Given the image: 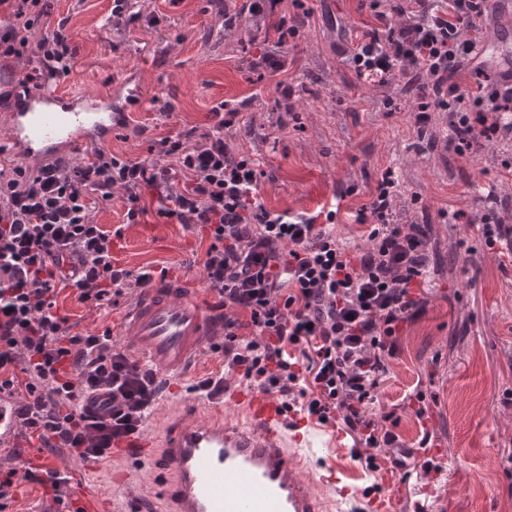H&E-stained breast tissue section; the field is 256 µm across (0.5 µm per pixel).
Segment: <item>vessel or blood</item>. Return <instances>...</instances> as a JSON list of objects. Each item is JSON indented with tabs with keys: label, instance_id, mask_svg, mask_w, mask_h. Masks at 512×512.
Returning <instances> with one entry per match:
<instances>
[{
	"label": "vessel or blood",
	"instance_id": "obj_1",
	"mask_svg": "<svg viewBox=\"0 0 512 512\" xmlns=\"http://www.w3.org/2000/svg\"><path fill=\"white\" fill-rule=\"evenodd\" d=\"M478 59L512 72V30L504 28L480 47ZM135 103L122 88L109 95L46 89L13 98L5 146L26 158L68 155L82 144H108ZM126 351L160 375L180 380L194 360L222 335L201 293L153 280L122 322ZM240 416H225V403ZM205 418L180 412L167 417L160 436L133 442L134 461L150 459L163 473L158 493L166 512H400L392 485L365 497L357 473L339 461L306 467L317 428L303 412H286L273 394L230 390L206 400ZM16 405L0 398V446L12 444Z\"/></svg>",
	"mask_w": 512,
	"mask_h": 512
}]
</instances>
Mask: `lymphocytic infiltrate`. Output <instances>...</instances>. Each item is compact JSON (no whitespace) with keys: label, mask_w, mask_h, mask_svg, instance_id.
I'll return each mask as SVG.
<instances>
[{"label":"lymphocytic infiltrate","mask_w":512,"mask_h":512,"mask_svg":"<svg viewBox=\"0 0 512 512\" xmlns=\"http://www.w3.org/2000/svg\"><path fill=\"white\" fill-rule=\"evenodd\" d=\"M375 26L350 55L358 76L377 85L403 76L417 99L415 124L448 115V143L461 156L512 137V74L477 89L464 86L478 46L473 34L488 0H370ZM0 58L29 66L0 89H40L45 76L71 69L67 19H53L52 0H0ZM205 132L190 127L155 142L153 157L131 159L103 150L81 165L55 158L17 165L0 175V395L24 388L18 434L52 453L100 463L116 442L139 436L159 395L157 376L112 343L110 333H75L56 304V288L100 304L128 281L145 287L154 272L130 273L115 259L113 234L91 212L122 190L123 221L154 212L207 239L203 267L225 312L220 351L225 373L286 409L305 397L308 416L339 424L353 457L376 470L390 451L395 468L441 473L426 456L430 433L417 446L400 440L397 410L367 412L378 401L385 357L396 356L402 332L425 312L418 293L434 270L428 227L393 220L395 179L385 171L366 212L365 246L351 247L330 223L258 200L253 160L233 153L224 137L238 112L216 106Z\"/></svg>","instance_id":"f902f5d3"}]
</instances>
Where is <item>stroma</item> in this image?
Returning <instances> with one entry per match:
<instances>
[{
    "mask_svg": "<svg viewBox=\"0 0 512 512\" xmlns=\"http://www.w3.org/2000/svg\"><path fill=\"white\" fill-rule=\"evenodd\" d=\"M311 13L283 53L284 71L270 74L250 66L254 46L238 44L225 31L220 12L205 0H146L144 20L119 30L102 26L111 0H54L53 13L68 18L76 55L62 86L100 95L118 84L138 90L141 103L116 129L108 152L144 159L154 141L187 127L206 130L219 103L238 109L240 122L227 129L234 152L249 155L262 176L259 200L273 211L318 213L341 198L334 231L353 245H365L366 228L357 214L368 204L386 169L399 183L396 216L430 227L438 265L420 288L424 315L400 339L399 353L387 361L379 389L384 407L402 405L424 391L426 420L404 410L397 432L414 443L429 428L446 466V482L400 481L388 453L379 468L361 470L360 487L394 482L398 498L412 512H512V257L493 252L476 237L470 218L487 207L512 223V174L500 166L512 156V140L461 157L448 145L445 114H433L424 129L414 124L411 99L401 81L379 86L358 79L344 52L359 40L369 20L363 0H308ZM307 85V96H292L295 112L276 111L285 87ZM394 100L387 111L385 100ZM124 203L114 196L93 211L97 223L121 229L119 263L126 269L165 270L181 287L201 291L208 304L217 298L206 282L208 247L182 224L123 221ZM128 285L110 309L80 303L60 292L57 303L78 331L117 329L140 296ZM222 356L201 357L181 380L180 394L162 390L148 434L160 433L166 413L201 411L191 385L220 372ZM59 464L71 474L70 493L97 499L102 512H127L136 502L140 478L153 477V463L137 467L131 479L114 483L124 468L114 459L95 465L66 456Z\"/></svg>",
    "mask_w": 512,
    "mask_h": 512,
    "instance_id": "stroma-1",
    "label": "stroma"
}]
</instances>
